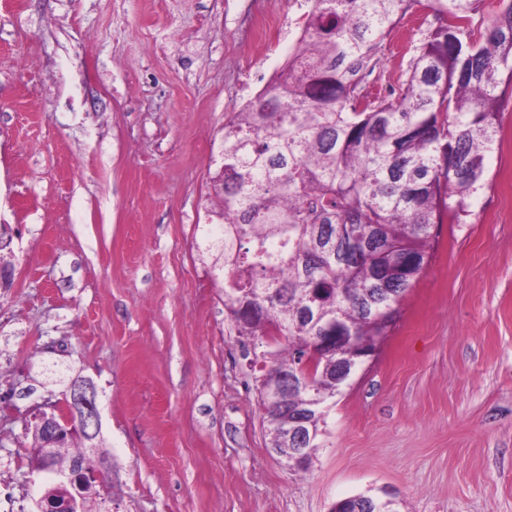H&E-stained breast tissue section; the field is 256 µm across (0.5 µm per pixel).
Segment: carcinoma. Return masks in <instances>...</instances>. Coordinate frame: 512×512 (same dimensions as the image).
I'll list each match as a JSON object with an SVG mask.
<instances>
[{"instance_id":"obj_1","label":"carcinoma","mask_w":512,"mask_h":512,"mask_svg":"<svg viewBox=\"0 0 512 512\" xmlns=\"http://www.w3.org/2000/svg\"><path fill=\"white\" fill-rule=\"evenodd\" d=\"M277 76L224 124L208 251L255 377L268 447L306 471L333 398L363 363L330 332L386 335L428 265L432 228L464 224L512 94V0L475 30L481 0H312ZM438 25L385 97L364 79L398 21ZM302 435L307 453H291Z\"/></svg>"}]
</instances>
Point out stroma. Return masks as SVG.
<instances>
[{
  "instance_id": "1",
  "label": "stroma",
  "mask_w": 512,
  "mask_h": 512,
  "mask_svg": "<svg viewBox=\"0 0 512 512\" xmlns=\"http://www.w3.org/2000/svg\"><path fill=\"white\" fill-rule=\"evenodd\" d=\"M291 0H0V457L42 403L97 389L118 512H330L389 487L400 512H512V140L327 418L308 472L261 427L205 232L224 124L288 36ZM406 15L373 79L400 82Z\"/></svg>"
}]
</instances>
